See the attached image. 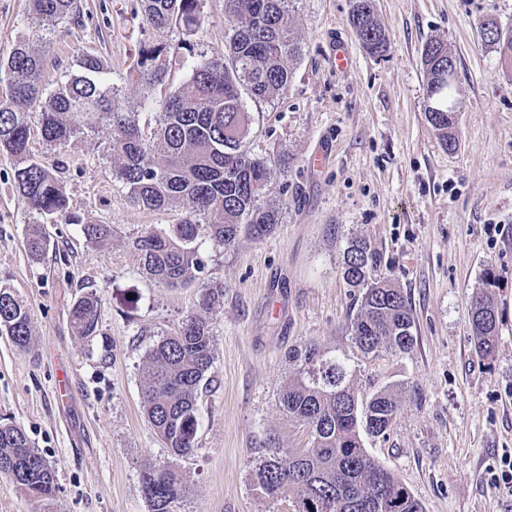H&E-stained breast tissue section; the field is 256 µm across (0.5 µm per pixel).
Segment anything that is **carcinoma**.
Instances as JSON below:
<instances>
[{
  "label": "carcinoma",
  "mask_w": 512,
  "mask_h": 512,
  "mask_svg": "<svg viewBox=\"0 0 512 512\" xmlns=\"http://www.w3.org/2000/svg\"><path fill=\"white\" fill-rule=\"evenodd\" d=\"M370 0H358L351 22L363 48L380 56L386 50L385 32L375 18ZM46 32L73 14L75 0H31ZM204 0H140L146 22L157 29L181 28L194 32L202 26ZM224 16L231 34L224 54H180V45L167 50L157 45L142 50L127 78H136L142 105L151 107L155 89L165 84L172 68L189 65L191 77L162 102L154 123L140 124L138 113L123 109L118 89L109 81L111 67L95 54L80 57L82 74L49 89L44 84L43 57L26 43L16 44L0 72L8 77V95L0 100V154L13 163L14 184L27 208L40 216L60 215L68 224L81 225L83 235L103 245L112 238L110 224H83L68 211V201L57 175L30 151L32 124L53 148L64 147L82 132L78 120L108 130L109 151L116 157L112 179L137 206L151 211L180 205L182 219L166 233L146 231L132 247L146 273L157 283L176 288L203 280L205 262L196 245L208 238L219 246L232 244L241 234L266 235L279 223V212L259 204L267 185V164L250 155L246 139L252 115L244 98L270 100L288 86L285 59L300 46L288 25L286 0H224ZM423 51L428 78V122L443 144L456 142L455 86L446 79L448 46L435 40ZM49 241L39 229L27 236L29 255L39 260ZM380 254L364 239H352L343 250L342 278L359 291L360 305L351 319L356 348L365 357L379 353H406L414 345L413 319L404 296L392 280L379 273ZM487 275L485 288L470 300L471 327L477 353L494 356L497 314ZM224 297V289L207 286L200 307L209 310ZM101 298L78 297L69 311L76 333L96 335ZM32 317L12 289L0 286V330L20 349L31 341ZM289 378L281 386L278 403L289 421L310 437L307 448L274 445L254 463L252 477L267 498L290 499L291 512H423L422 505L365 450L360 430L386 434L394 423L399 398L381 389L359 403L350 382L352 366L344 354L316 343L288 353ZM214 363L209 320L189 315L180 329L157 342L146 355L142 407L147 421L164 440L171 455L185 457L195 448L201 382ZM0 473L36 501L53 496L55 471L30 446L25 431L0 424ZM141 489L151 512H170L183 491V477L169 464L141 474Z\"/></svg>",
  "instance_id": "obj_1"
}]
</instances>
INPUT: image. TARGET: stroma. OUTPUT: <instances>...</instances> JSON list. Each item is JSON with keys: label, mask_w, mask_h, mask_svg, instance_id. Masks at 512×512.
I'll list each match as a JSON object with an SVG mask.
<instances>
[{"label": "stroma", "mask_w": 512, "mask_h": 512, "mask_svg": "<svg viewBox=\"0 0 512 512\" xmlns=\"http://www.w3.org/2000/svg\"><path fill=\"white\" fill-rule=\"evenodd\" d=\"M79 15L59 22L49 41L29 0H0V56L21 39L45 55V81L79 73L82 54L112 63L127 110L141 91L126 79L143 48L189 39L195 51L223 53L224 0H205V21L187 36L147 24L138 0H77ZM353 0H287L301 46L287 58V88L248 102L249 152L267 160L262 205L280 220L260 239L202 241L204 283L168 288L150 280L130 243L168 231L180 208L135 206L112 181L105 129L84 130L62 148L32 130L30 147L61 167L64 192L80 224L31 213L0 156V284L32 315L28 349L0 333V423L20 426L56 474V491L38 502L0 475V512H150L144 468L174 463L182 495L171 512H284L252 483L253 462L279 440L308 442L288 422L278 393L291 348L313 341L357 364L353 384L366 400L394 388L401 407L383 436L363 435L367 453L394 471L424 512H512V493L496 486L512 456V60L481 38L483 21L512 32V0H373L387 50L369 55L351 24ZM454 57L455 150L443 147L426 118V42ZM352 62L336 66V44ZM328 160L309 164L316 152ZM109 224L106 245L81 224ZM50 240L32 260L26 237ZM371 242L382 270L401 289L414 321L410 352L363 356L350 320L357 294L341 275L350 239ZM495 274V356L477 353L471 296ZM224 298L209 313L215 359L202 382L195 448L172 458L141 412L145 356L199 310L203 284ZM96 292V336H78L69 310Z\"/></svg>", "instance_id": "1"}]
</instances>
